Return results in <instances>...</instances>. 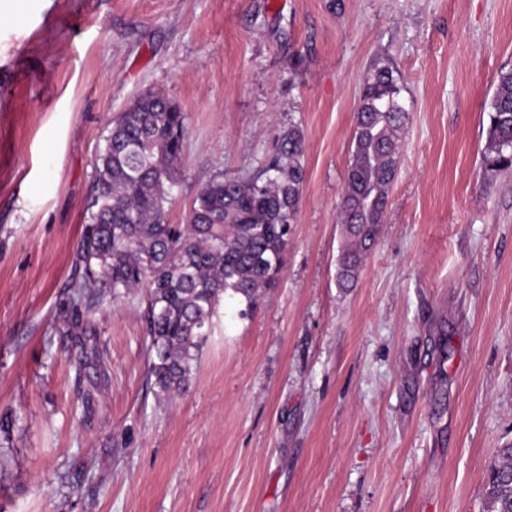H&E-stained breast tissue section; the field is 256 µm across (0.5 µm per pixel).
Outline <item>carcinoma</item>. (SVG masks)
<instances>
[{"label": "carcinoma", "instance_id": "cac0c4a2", "mask_svg": "<svg viewBox=\"0 0 512 512\" xmlns=\"http://www.w3.org/2000/svg\"><path fill=\"white\" fill-rule=\"evenodd\" d=\"M401 90L399 74L382 58L362 77L338 213L341 288L354 285L378 241L409 121ZM488 118L485 165L512 171V69L498 75ZM186 131L185 114L158 93L142 95L112 121L65 309L77 328L98 302L97 284L115 296L146 285V375L167 396L188 386L220 303L244 306L243 316L277 286L306 181V137L291 126L257 172L215 177L199 190L186 222L170 224ZM485 501L487 512H512L511 445L498 449L489 468Z\"/></svg>", "mask_w": 512, "mask_h": 512}]
</instances>
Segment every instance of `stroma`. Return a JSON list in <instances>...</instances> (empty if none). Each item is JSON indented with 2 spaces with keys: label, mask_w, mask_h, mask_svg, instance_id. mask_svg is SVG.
<instances>
[{
  "label": "stroma",
  "mask_w": 512,
  "mask_h": 512,
  "mask_svg": "<svg viewBox=\"0 0 512 512\" xmlns=\"http://www.w3.org/2000/svg\"><path fill=\"white\" fill-rule=\"evenodd\" d=\"M379 57L409 122L342 289ZM509 68L512 0H46L0 27V512H486L512 445V173L482 159ZM149 91L186 115L172 224L285 127L306 136L278 287L244 318L220 305L172 398L146 376V289H102L80 340L55 315L107 130Z\"/></svg>",
  "instance_id": "35a3bbf8"
}]
</instances>
